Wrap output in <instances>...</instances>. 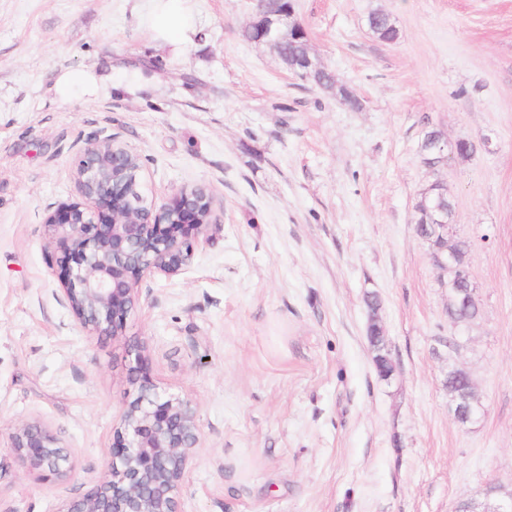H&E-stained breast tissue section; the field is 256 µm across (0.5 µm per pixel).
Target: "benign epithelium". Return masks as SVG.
I'll return each mask as SVG.
<instances>
[{"label":"benign epithelium","instance_id":"7a95c632","mask_svg":"<svg viewBox=\"0 0 512 512\" xmlns=\"http://www.w3.org/2000/svg\"><path fill=\"white\" fill-rule=\"evenodd\" d=\"M288 15L265 13L254 0L249 24L266 46H275ZM440 162L453 155L447 138L429 142ZM145 168L140 154L116 137L90 138L75 154L72 177L79 200L64 202L51 213V245L60 292L76 322L89 336H121L126 319L140 302L144 276L172 277L192 265L195 246L209 240L221 225L213 197L200 186L181 188L158 204L138 191ZM139 393L124 408L111 460L101 482L58 512H179V494L200 443L197 405L167 395L153 381L137 377ZM480 406L475 382L469 381L456 412ZM26 470L42 481H65L75 475L73 453L48 424L34 419L11 434ZM470 500L468 512H512V498Z\"/></svg>","mask_w":512,"mask_h":512}]
</instances>
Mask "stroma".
<instances>
[{"label": "stroma", "mask_w": 512, "mask_h": 512, "mask_svg": "<svg viewBox=\"0 0 512 512\" xmlns=\"http://www.w3.org/2000/svg\"><path fill=\"white\" fill-rule=\"evenodd\" d=\"M145 7L0 0V512H57L100 482L139 355L197 404L180 512H455L491 484L512 495V0H295L355 109L240 38L251 0H190L200 34L180 53ZM376 10L395 42L370 33ZM66 71L95 92L60 99ZM430 130L474 156L428 169ZM111 135L142 156L148 197L203 185L221 219L189 271L141 281L114 338L75 321L46 225L77 198V150ZM435 181L471 244L481 316L462 335L414 230ZM451 359L476 383L471 425L448 409ZM32 419L71 448L74 479L26 473L10 435ZM367 26L372 34L381 41L391 43L398 38V30L392 23L390 15L382 10H376L369 14Z\"/></svg>", "instance_id": "stroma-1"}]
</instances>
